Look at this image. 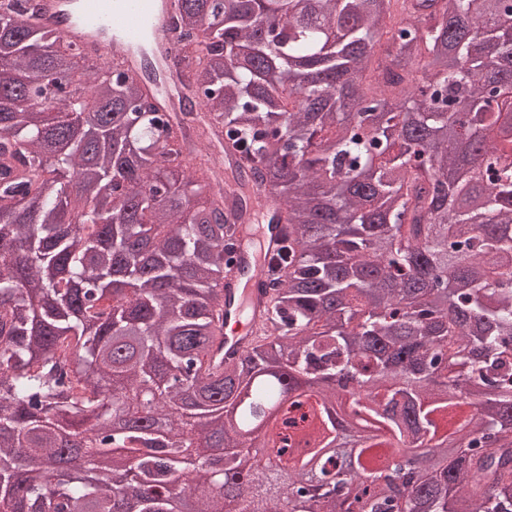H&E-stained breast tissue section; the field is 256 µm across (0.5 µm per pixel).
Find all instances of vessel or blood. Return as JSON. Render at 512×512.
I'll use <instances>...</instances> for the list:
<instances>
[{
    "label": "vessel or blood",
    "instance_id": "obj_1",
    "mask_svg": "<svg viewBox=\"0 0 512 512\" xmlns=\"http://www.w3.org/2000/svg\"><path fill=\"white\" fill-rule=\"evenodd\" d=\"M175 0H42L43 23L93 55L106 54L115 70L138 69L144 46L175 54L169 23ZM271 289L261 269L241 279L231 271L224 282V334L207 357L219 371L239 361L271 327Z\"/></svg>",
    "mask_w": 512,
    "mask_h": 512
}]
</instances>
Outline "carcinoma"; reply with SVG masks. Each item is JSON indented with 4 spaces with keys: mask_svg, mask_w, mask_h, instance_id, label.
Masks as SVG:
<instances>
[{
    "mask_svg": "<svg viewBox=\"0 0 512 512\" xmlns=\"http://www.w3.org/2000/svg\"><path fill=\"white\" fill-rule=\"evenodd\" d=\"M200 112H160L19 0H0V502L17 512H512V0H176ZM384 44L380 56L375 47ZM376 73L377 90L361 88ZM77 96L69 112L33 97ZM221 147L220 164L196 145ZM79 174L88 194L73 196ZM284 226L272 328L212 372L230 217ZM134 285L117 297L114 278ZM112 384V394L102 388ZM250 389L256 404L238 406ZM350 404L308 475L199 454L219 413ZM197 441L163 443L144 403ZM85 435L48 478L16 449ZM121 448L129 480L103 458ZM196 478L183 488L185 460Z\"/></svg>",
    "mask_w": 512,
    "mask_h": 512,
    "instance_id": "obj_1",
    "label": "carcinoma"
}]
</instances>
